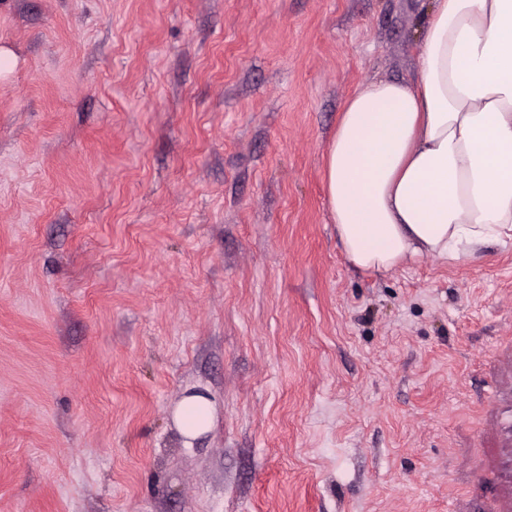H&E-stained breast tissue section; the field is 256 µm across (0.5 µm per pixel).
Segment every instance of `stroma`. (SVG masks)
Returning <instances> with one entry per match:
<instances>
[{"label":"stroma","instance_id":"stroma-1","mask_svg":"<svg viewBox=\"0 0 512 512\" xmlns=\"http://www.w3.org/2000/svg\"><path fill=\"white\" fill-rule=\"evenodd\" d=\"M429 5L0 0V512H474L512 245L364 271L324 190ZM213 412V404L208 398L192 394L175 408L173 417L181 434L188 440H194L210 428Z\"/></svg>","mask_w":512,"mask_h":512}]
</instances>
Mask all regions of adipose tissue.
<instances>
[{
	"label": "adipose tissue",
	"mask_w": 512,
	"mask_h": 512,
	"mask_svg": "<svg viewBox=\"0 0 512 512\" xmlns=\"http://www.w3.org/2000/svg\"><path fill=\"white\" fill-rule=\"evenodd\" d=\"M324 183L336 234L363 270L512 244V0H433L414 78L349 97ZM213 412L192 394L173 417L193 440Z\"/></svg>",
	"instance_id": "adipose-tissue-1"
}]
</instances>
